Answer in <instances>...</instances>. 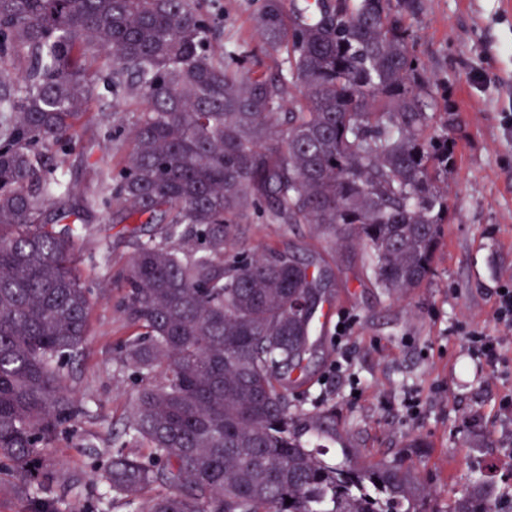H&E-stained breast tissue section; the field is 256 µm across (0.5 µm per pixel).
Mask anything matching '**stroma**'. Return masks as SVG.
<instances>
[{
	"label": "stroma",
	"instance_id": "35a3bbf8",
	"mask_svg": "<svg viewBox=\"0 0 512 512\" xmlns=\"http://www.w3.org/2000/svg\"><path fill=\"white\" fill-rule=\"evenodd\" d=\"M261 0H206L216 48L256 43L253 17ZM413 28L432 82L460 117L449 137L456 166L448 181L451 214L435 273L422 287L389 296L373 288L362 253L339 250L329 260L335 300L310 363L308 383L292 398L298 408L332 406L343 435L363 455L399 457L416 465L437 504L457 497L470 479L494 474L503 497L512 496V419L500 406L512 397V342L488 366L473 358L465 335L495 332V290L512 283V0H416ZM123 100L94 96L77 128L79 145L63 174L79 195L100 192L98 169L121 163L126 150L100 138L101 125L126 124ZM79 247L84 280L95 305L89 333L69 366L66 384L88 410L50 454L57 468L54 493L80 477L97 500L102 486L90 472L92 456L134 451L122 436L135 396L133 372L119 351L136 329L119 307L118 277L132 247L119 213L87 216ZM294 242L323 252L325 242L305 224H245L239 246L256 251ZM354 320L345 376L336 325ZM423 449H413V442Z\"/></svg>",
	"mask_w": 512,
	"mask_h": 512
}]
</instances>
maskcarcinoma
Here are the masks:
<instances>
[{"label":"carcinoma","instance_id":"cac0c4a2","mask_svg":"<svg viewBox=\"0 0 512 512\" xmlns=\"http://www.w3.org/2000/svg\"><path fill=\"white\" fill-rule=\"evenodd\" d=\"M413 0H262L258 49L217 53L202 0H0V471L30 512H94L57 483L49 450L85 414L64 385L94 300L79 273L84 217L120 208L150 228L122 275L136 327L120 361L139 384L118 450L97 468L142 512H503L496 482L430 508L413 465L313 445L341 438L336 409L304 412L282 376H306L323 304L322 254L239 249L240 225L308 224L359 249L372 284L421 287L448 223L458 113L416 51ZM131 119L101 191L61 166L98 86ZM292 499L286 504V499Z\"/></svg>","mask_w":512,"mask_h":512}]
</instances>
